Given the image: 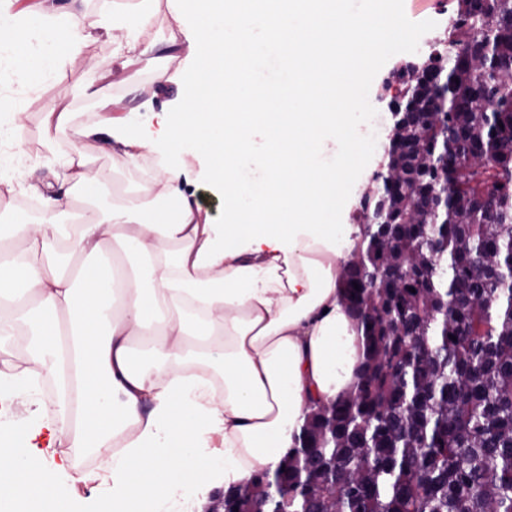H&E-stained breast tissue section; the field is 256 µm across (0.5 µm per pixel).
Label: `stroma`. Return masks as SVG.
<instances>
[{"instance_id": "obj_1", "label": "stroma", "mask_w": 512, "mask_h": 512, "mask_svg": "<svg viewBox=\"0 0 512 512\" xmlns=\"http://www.w3.org/2000/svg\"><path fill=\"white\" fill-rule=\"evenodd\" d=\"M379 16L395 14L400 17L403 28L399 38H392L389 29L377 26L366 30L363 43L373 44L376 57L367 69L356 72L360 85L361 110L383 115L384 121L376 128L379 143H387L395 121L390 101L395 94L389 81L394 71L425 61L435 40L442 38L456 9L455 0H377ZM16 88L24 93L22 101L14 104L20 114L22 134L25 139L28 167H37L40 159L50 152H62L64 140L49 139L44 131L42 114L50 99L64 96L72 82L64 77L61 83L44 88H33L31 79L23 74L13 77ZM106 94L114 100L112 109L116 115H143L148 112H166L179 118L183 99L191 92L177 68H170L165 79H155L152 72L137 74L134 86L107 85ZM189 167L201 205L215 223L224 220V197L207 176L204 156L194 145H187L181 156ZM382 160L381 151H374L363 164L350 172V182L345 198L336 205V221L351 224L355 221L356 199L367 188ZM43 399H21L13 401L10 413H0V440H8L20 450L31 453L40 467H51L64 463L66 470L58 476L57 488L68 497L73 512H104V504L112 498V481L106 467L97 466V457L69 448L67 442L57 443L53 454L43 450L44 438L29 439L18 434L17 427L32 418L36 409L42 408Z\"/></svg>"}]
</instances>
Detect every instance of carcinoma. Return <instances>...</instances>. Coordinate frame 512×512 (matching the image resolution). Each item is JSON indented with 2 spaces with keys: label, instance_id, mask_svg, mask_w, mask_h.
I'll use <instances>...</instances> for the list:
<instances>
[{
  "label": "carcinoma",
  "instance_id": "cac0c4a2",
  "mask_svg": "<svg viewBox=\"0 0 512 512\" xmlns=\"http://www.w3.org/2000/svg\"><path fill=\"white\" fill-rule=\"evenodd\" d=\"M394 82L408 119L379 208L396 228L359 238L348 265L357 383L311 409L278 465L305 486L288 512L332 497L344 512H512V0H457L443 48ZM436 189L446 212L422 206Z\"/></svg>",
  "mask_w": 512,
  "mask_h": 512
}]
</instances>
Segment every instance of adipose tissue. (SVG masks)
Masks as SVG:
<instances>
[{
	"instance_id": "adipose-tissue-1",
	"label": "adipose tissue",
	"mask_w": 512,
	"mask_h": 512,
	"mask_svg": "<svg viewBox=\"0 0 512 512\" xmlns=\"http://www.w3.org/2000/svg\"><path fill=\"white\" fill-rule=\"evenodd\" d=\"M344 0H167L174 25L191 22L185 81L193 92L179 121L154 141L134 121L76 122L51 101L47 131L65 140L46 175L19 168L16 122H0V201L36 198L44 219L9 208L0 220V326L30 327L23 372L0 376V393L31 397L35 378L60 376L70 393L51 415L28 422L48 446L68 440L112 454V512H166L178 492L236 489L255 470L276 469L311 407L346 396L363 332L343 296L344 265L358 233L334 221L348 167L375 149L354 137L361 115L340 109L337 84L301 94L299 74L353 50L366 18ZM153 15L134 9L104 27L79 10L36 4L12 13L0 0V110L18 88L7 72L83 80L89 41L108 34L113 76L137 65L163 78L166 39L143 44ZM106 134L119 166L157 156L137 199L114 195L110 171L90 166L86 143ZM205 156L224 194V221L202 216L178 157ZM65 184L57 195L56 184ZM133 245L137 261L115 252ZM39 504L72 512L55 471L0 442V512Z\"/></svg>"
}]
</instances>
